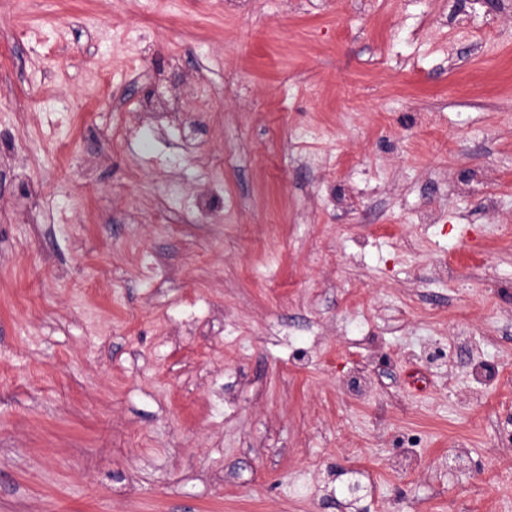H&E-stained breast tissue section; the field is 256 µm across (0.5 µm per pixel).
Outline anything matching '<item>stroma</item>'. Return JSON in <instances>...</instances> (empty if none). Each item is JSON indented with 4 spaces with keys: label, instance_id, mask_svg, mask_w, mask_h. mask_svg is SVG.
<instances>
[{
    "label": "stroma",
    "instance_id": "obj_1",
    "mask_svg": "<svg viewBox=\"0 0 512 512\" xmlns=\"http://www.w3.org/2000/svg\"><path fill=\"white\" fill-rule=\"evenodd\" d=\"M0 138V512H512L506 0H0Z\"/></svg>",
    "mask_w": 512,
    "mask_h": 512
}]
</instances>
